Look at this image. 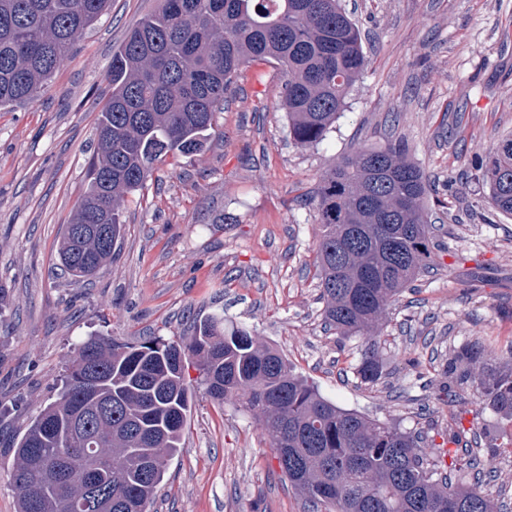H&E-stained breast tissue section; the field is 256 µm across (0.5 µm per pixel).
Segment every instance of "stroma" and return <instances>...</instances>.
<instances>
[{"label": "stroma", "mask_w": 512, "mask_h": 512, "mask_svg": "<svg viewBox=\"0 0 512 512\" xmlns=\"http://www.w3.org/2000/svg\"><path fill=\"white\" fill-rule=\"evenodd\" d=\"M159 0H112L58 66L40 99L0 110V512H17L15 445L55 400L77 344L92 336L179 341L215 313L275 347L337 406L477 454L484 492L512 512V420L474 384L449 388L452 352L487 339L512 348V216L499 212L477 161L512 134V0H343L366 68L325 140L289 137L276 61L247 64L214 114L202 150L160 162L128 195L115 257L89 280L65 274L58 240L87 183L112 53ZM405 143L430 179L440 245L374 328L384 366L362 383L366 338L324 327L309 202L322 173L365 147ZM193 380L182 446L154 512H305L256 415L215 403Z\"/></svg>", "instance_id": "obj_1"}]
</instances>
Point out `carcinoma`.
Masks as SVG:
<instances>
[{"label": "carcinoma", "instance_id": "obj_1", "mask_svg": "<svg viewBox=\"0 0 512 512\" xmlns=\"http://www.w3.org/2000/svg\"><path fill=\"white\" fill-rule=\"evenodd\" d=\"M109 0H0V109L35 102ZM278 62L289 135L324 139L366 65L359 29L340 0H161L112 53V94L96 123L88 183L63 225L58 259L74 278L106 268L126 196L154 165L200 151L224 91L250 61ZM493 204L512 215V135L481 159ZM427 179L405 148L368 147L322 175L313 195L321 227L316 264L322 317L339 339L363 336L435 263ZM368 348L362 381L383 374ZM190 355L209 397L258 414L283 476L307 512H498L478 487L440 476L424 438L344 410L297 376L272 347L214 314L188 341L90 337L67 383L18 441L12 466L18 512H70L97 479L109 487L91 512H151L168 459L181 448ZM448 380L471 382L512 418V369L481 341L448 362Z\"/></svg>", "mask_w": 512, "mask_h": 512}]
</instances>
